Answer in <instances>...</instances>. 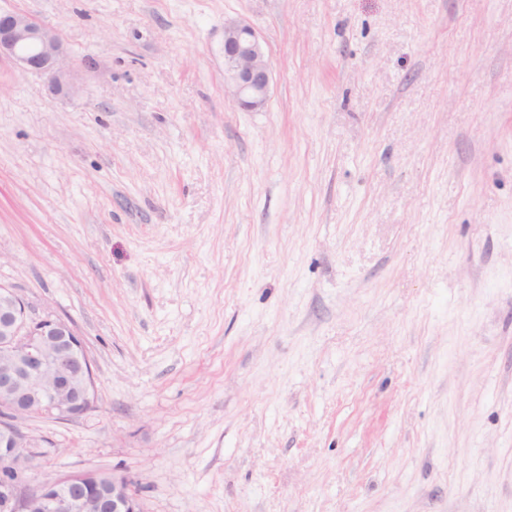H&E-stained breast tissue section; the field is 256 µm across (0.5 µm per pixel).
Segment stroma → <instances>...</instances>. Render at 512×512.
I'll return each instance as SVG.
<instances>
[{"instance_id": "35a3bbf8", "label": "stroma", "mask_w": 512, "mask_h": 512, "mask_svg": "<svg viewBox=\"0 0 512 512\" xmlns=\"http://www.w3.org/2000/svg\"><path fill=\"white\" fill-rule=\"evenodd\" d=\"M0 283L83 336L32 482L144 512H512V0H0ZM273 83L224 94V21ZM64 56L63 43L52 27L27 14L0 12V59L23 70L51 74V87L58 93L63 91L59 73Z\"/></svg>"}]
</instances>
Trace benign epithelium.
Segmentation results:
<instances>
[{
    "label": "benign epithelium",
    "instance_id": "1",
    "mask_svg": "<svg viewBox=\"0 0 512 512\" xmlns=\"http://www.w3.org/2000/svg\"><path fill=\"white\" fill-rule=\"evenodd\" d=\"M63 43L50 26L30 15L0 12V59L60 80ZM273 72L255 26L224 21V92L244 110L268 102ZM96 389L85 344L73 325L50 314L33 315L24 300L0 284V512H143L130 481L88 469L47 479L23 491L34 458L17 421L33 415L60 419L95 408Z\"/></svg>",
    "mask_w": 512,
    "mask_h": 512
}]
</instances>
